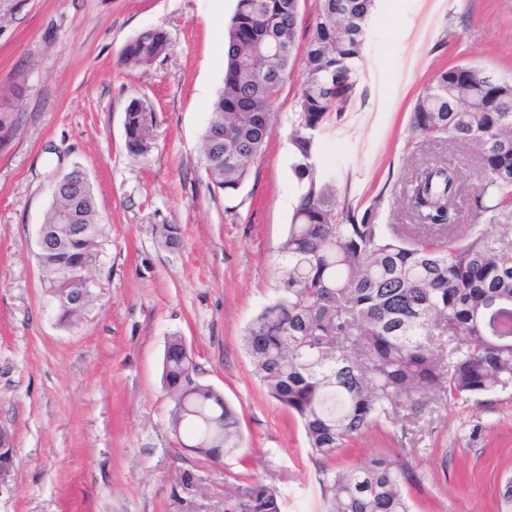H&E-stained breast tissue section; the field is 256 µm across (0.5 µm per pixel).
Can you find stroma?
<instances>
[{
    "instance_id": "stroma-1",
    "label": "stroma",
    "mask_w": 512,
    "mask_h": 512,
    "mask_svg": "<svg viewBox=\"0 0 512 512\" xmlns=\"http://www.w3.org/2000/svg\"><path fill=\"white\" fill-rule=\"evenodd\" d=\"M236 0H0V428L14 441L0 512H224L229 478L277 489L282 512H325V475L373 457L405 462L414 512H501L512 478V389L449 401L414 425L369 428L331 458L314 454L270 398L244 346L276 295L277 248L299 185L288 138L303 81L273 106L265 151L234 198L209 185L200 137L224 79V24ZM171 48L145 69L119 63L140 33ZM471 64L512 79V0H376L353 98L319 138L341 198L379 221L410 224L404 182L449 161L461 174L458 221L478 192L471 149L419 144L409 117L439 71ZM146 102L153 148L132 158L125 108ZM89 174L104 232L81 324L61 325L36 258L56 174ZM162 224L180 229L169 249ZM181 335L197 377L241 418L222 462L181 448L161 382Z\"/></svg>"
}]
</instances>
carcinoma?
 Masks as SVG:
<instances>
[{"label": "carcinoma", "mask_w": 512, "mask_h": 512, "mask_svg": "<svg viewBox=\"0 0 512 512\" xmlns=\"http://www.w3.org/2000/svg\"><path fill=\"white\" fill-rule=\"evenodd\" d=\"M301 0H236L224 31V81L202 133L208 183L233 197L262 156L272 108L295 66ZM374 0H319L301 59L303 82L290 133L292 171L301 192L278 249L279 294L249 323L245 348L267 394L298 419L309 448L330 458L373 425L412 424L440 401L487 396L512 387V80L472 65L439 72L410 113L413 137L476 150V221L461 234L453 201L461 175L436 162L419 168L407 200L415 223L399 231L378 223L379 199L360 212L339 198L318 164V135L350 102ZM276 43L281 52L263 47ZM170 48L148 30L123 49L120 64L145 69ZM148 113L133 99L126 145L136 159L152 145ZM72 208L61 188L44 226L53 245L39 257L59 320L74 326L70 304L96 261L102 229L86 183L75 238L60 223ZM161 241L179 245L163 224ZM162 385L173 402L171 427L182 446L210 462L240 447L237 412L197 378L182 336L168 337ZM218 421L207 433L205 420ZM14 463L10 433L0 430V464ZM408 472L372 458L334 473L327 512H412ZM224 512H281L280 494L259 481L224 492Z\"/></svg>", "instance_id": "cac0c4a2"}]
</instances>
